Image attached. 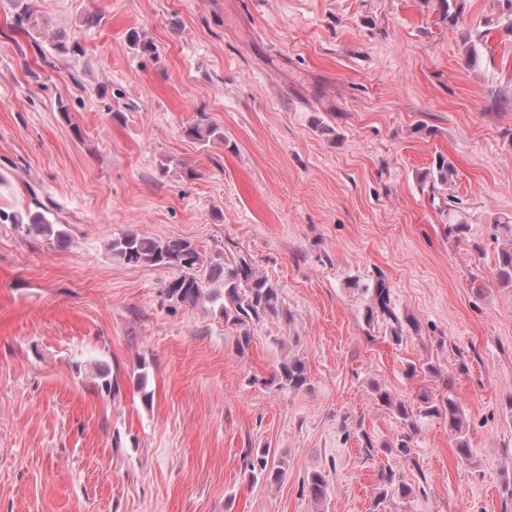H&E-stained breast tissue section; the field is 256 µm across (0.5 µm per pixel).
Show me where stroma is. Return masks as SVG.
Wrapping results in <instances>:
<instances>
[{
	"label": "stroma",
	"mask_w": 512,
	"mask_h": 512,
	"mask_svg": "<svg viewBox=\"0 0 512 512\" xmlns=\"http://www.w3.org/2000/svg\"><path fill=\"white\" fill-rule=\"evenodd\" d=\"M203 116L223 140L187 137ZM510 129L505 0L454 27L433 0H0V512H512ZM38 197L66 243L12 224ZM130 231L249 258L283 316L239 350L176 269L110 254ZM447 397L463 435L425 413ZM498 224V228L503 232L510 243L503 247L497 257L496 275L499 282L512 285V224ZM368 318L382 315L397 322L398 318L391 307L390 288L383 279H377L371 288ZM278 375L284 385L300 389L307 385V370L300 358L285 359L279 363ZM268 454L262 453L261 456H257L256 459L247 460V465L250 466V470L252 472L251 476L254 479H257V476H261L263 479L266 478L267 481H279L283 478L285 474V468L283 467V462H279L278 465H275L274 461L269 463ZM259 467L258 472L254 474L256 471V467Z\"/></svg>",
	"instance_id": "1"
}]
</instances>
